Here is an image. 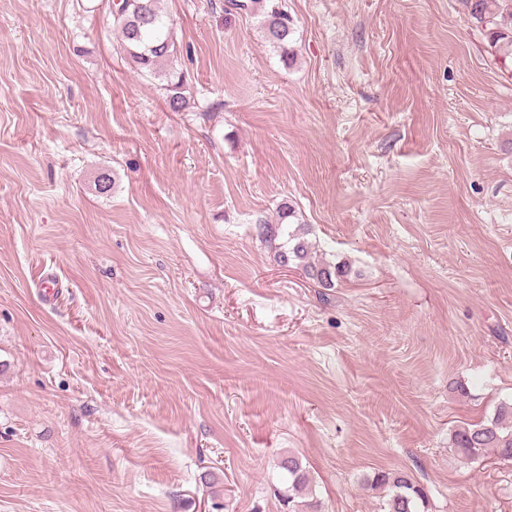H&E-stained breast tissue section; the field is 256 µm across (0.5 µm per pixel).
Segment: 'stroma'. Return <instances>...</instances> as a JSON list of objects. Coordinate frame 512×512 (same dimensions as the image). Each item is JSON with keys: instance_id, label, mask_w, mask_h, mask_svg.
I'll list each match as a JSON object with an SVG mask.
<instances>
[{"instance_id": "35a3bbf8", "label": "stroma", "mask_w": 512, "mask_h": 512, "mask_svg": "<svg viewBox=\"0 0 512 512\" xmlns=\"http://www.w3.org/2000/svg\"><path fill=\"white\" fill-rule=\"evenodd\" d=\"M112 3L0 0V512H288L289 454L322 512L379 471L512 512L450 446L512 399V63L461 0H285L290 64L160 0L171 112ZM285 201L334 287L260 236ZM163 81L165 83L160 86V89L163 90L165 103L169 111H184L188 105L187 97L184 94L186 89L185 74L177 71L165 73Z\"/></svg>"}]
</instances>
